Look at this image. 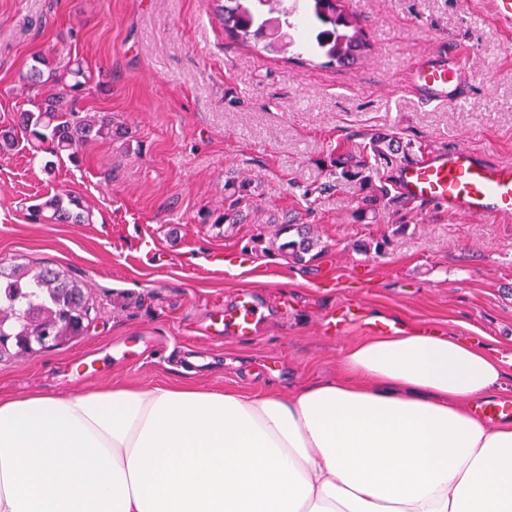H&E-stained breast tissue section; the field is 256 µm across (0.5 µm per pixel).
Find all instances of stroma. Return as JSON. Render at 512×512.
<instances>
[{
	"instance_id": "1",
	"label": "stroma",
	"mask_w": 512,
	"mask_h": 512,
	"mask_svg": "<svg viewBox=\"0 0 512 512\" xmlns=\"http://www.w3.org/2000/svg\"><path fill=\"white\" fill-rule=\"evenodd\" d=\"M369 39L359 63L260 52L227 38L211 0H0V130L36 100L23 77L41 54L82 58L80 113L112 114L126 134L45 168L27 145L0 154V270L66 269L88 286L83 336L0 362V391L96 389L162 379L288 393L336 375L340 348L393 326L461 336L497 355L512 388V217L473 219L393 191L360 218L358 185L333 186L332 161L391 133L409 159L466 144L512 161V29L464 0H347ZM456 43L470 53L456 105L406 88L417 60ZM260 182L267 203L325 244L296 264L252 253L256 227L200 223L224 204V174ZM315 191L313 204L302 198ZM64 190L83 224H34L28 208ZM382 244L364 253L360 244ZM268 308L249 338L215 336L214 309L241 289ZM359 317L336 324L340 311Z\"/></svg>"
}]
</instances>
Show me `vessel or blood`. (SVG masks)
<instances>
[{
  "instance_id": "1",
  "label": "vessel or blood",
  "mask_w": 512,
  "mask_h": 512,
  "mask_svg": "<svg viewBox=\"0 0 512 512\" xmlns=\"http://www.w3.org/2000/svg\"><path fill=\"white\" fill-rule=\"evenodd\" d=\"M470 56L453 50L449 59H428L411 67V84L428 101L456 104L465 94ZM398 190L407 200L432 203L474 218L512 215V163L492 162L470 148L458 145L438 150L403 165ZM263 315V301L256 292L240 293L235 305L216 313L214 335H254Z\"/></svg>"
}]
</instances>
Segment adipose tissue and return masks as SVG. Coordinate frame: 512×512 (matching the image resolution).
Wrapping results in <instances>:
<instances>
[{
	"instance_id": "1",
	"label": "adipose tissue",
	"mask_w": 512,
	"mask_h": 512,
	"mask_svg": "<svg viewBox=\"0 0 512 512\" xmlns=\"http://www.w3.org/2000/svg\"><path fill=\"white\" fill-rule=\"evenodd\" d=\"M285 395L165 381L0 392V512H512L500 360L400 325Z\"/></svg>"
}]
</instances>
